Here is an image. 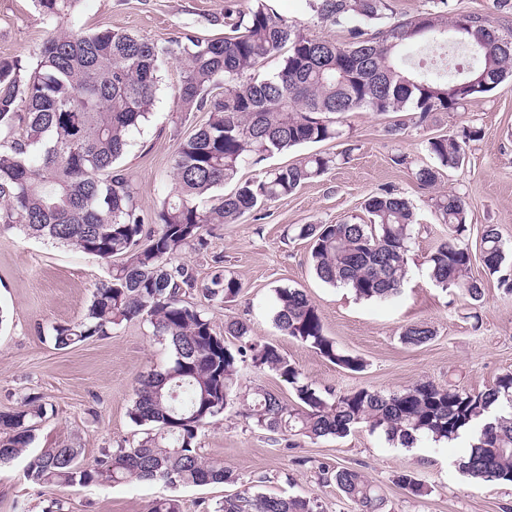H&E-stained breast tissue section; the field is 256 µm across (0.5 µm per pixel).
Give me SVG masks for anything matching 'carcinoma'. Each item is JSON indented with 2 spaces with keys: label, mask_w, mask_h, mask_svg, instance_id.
Returning a JSON list of instances; mask_svg holds the SVG:
<instances>
[{
  "label": "carcinoma",
  "mask_w": 512,
  "mask_h": 512,
  "mask_svg": "<svg viewBox=\"0 0 512 512\" xmlns=\"http://www.w3.org/2000/svg\"><path fill=\"white\" fill-rule=\"evenodd\" d=\"M72 0H35L41 14L60 17ZM318 20L349 25L342 43L319 40L298 21L281 17L265 0L244 12L234 0L224 5V36L186 30L166 45L128 32L103 29L73 32L54 29L36 66L0 59V225L25 235L95 255L112 263L84 318L52 327L54 345L65 349L134 319L149 321L167 340L168 366L138 381L130 418L150 429L132 448L105 451L91 463L78 448H46L31 460L24 478L33 485L66 489L96 483L155 480L167 486L197 487L236 483L224 464L198 453L199 434L228 407H243L251 424L292 445L298 435L312 440L364 428L412 448L423 438L452 442L461 430L474 443L460 459V470L478 483L512 484V372L499 375L484 391L456 384L422 381L382 393L367 388L322 392L272 343L251 335L247 322L230 319L224 335L215 332L203 304L185 299L201 287L204 299L234 300L241 283L222 270L198 285L189 267L177 262L189 249H202L207 224H236L247 214L262 219L263 206L287 197L336 164V157L315 153L272 169V155L341 136L332 116L362 109L385 115L410 107L422 125L435 112H455L512 78V31H502L488 15L455 7V0H430V7L396 18L394 0H307ZM468 23L465 31L457 25ZM478 49L466 68L425 74L407 66L399 51L448 41ZM282 54L276 72L260 76L261 64ZM182 66L177 99L180 111L206 113L203 124L176 150L175 185L154 211L155 232L145 227L131 179L116 166L130 135L148 121L162 66ZM482 129L466 125L454 136L426 141L434 165L415 173L420 188L436 186L444 171L459 167L465 147ZM258 175L242 179V165ZM234 183L229 194L224 185ZM435 213L451 235L430 254L433 281L463 289L479 302L481 283L472 276L473 254L463 237L469 211L463 198L442 193ZM369 223L298 224L296 236L311 242L317 277L357 298L385 302L395 297L407 275L409 242L415 218L409 201L391 189L363 202ZM485 274H502L505 243L496 226L486 224L480 239ZM274 321L286 335L346 370L363 361L342 352L324 333L316 304L298 288H277ZM237 341L233 346L224 336ZM434 336L425 323L402 332L404 342L427 343ZM250 361L271 371L292 388L290 405L278 393L254 387L231 391L240 364ZM46 415L37 396L25 408L0 413V466L20 456L35 438L36 420ZM337 487L358 504L359 512H385L386 498L356 468L321 467ZM407 494L426 488L411 471L396 477ZM215 512H321L314 498L254 494L246 488L224 498Z\"/></svg>",
  "instance_id": "carcinoma-1"
}]
</instances>
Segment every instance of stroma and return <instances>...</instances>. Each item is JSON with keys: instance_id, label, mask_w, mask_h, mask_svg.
<instances>
[{"instance_id": "35a3bbf8", "label": "stroma", "mask_w": 512, "mask_h": 512, "mask_svg": "<svg viewBox=\"0 0 512 512\" xmlns=\"http://www.w3.org/2000/svg\"><path fill=\"white\" fill-rule=\"evenodd\" d=\"M282 16L299 20L315 37L347 40L346 28L320 22L304 0H272ZM224 0H75L60 22L53 23L33 0H0V58L18 57L35 66L37 54L54 25L87 32L125 30L163 43L192 29L205 35L224 30ZM181 65L173 61L161 72V87L150 121L133 134L119 167L131 175L145 217H152L172 188L176 148L202 113L182 115L176 89ZM340 139L297 147L269 158L278 167L315 152H348L322 178L288 197L269 202L263 219L243 217L236 224H210L202 235L204 249L180 257L198 283L223 267L242 285L231 302L215 301L208 315L216 332L239 318L253 336L275 344L320 390L358 388L390 392L420 381H456L482 390L512 371V295L499 288L482 267L484 297L473 305L461 289L441 288L430 275L428 257L449 236L434 213V194L452 191L466 202L471 226L469 246L479 244L484 225L498 227L508 249L505 269H512V81L501 83L464 109L436 113L426 125L413 111L379 115L365 110L342 114ZM405 125L393 137L386 129ZM481 128L480 140L466 149L462 166L445 173L434 190L417 185L414 172L431 157L425 142L455 134L462 124ZM403 155L407 164H396ZM388 187L412 204L417 222L409 247V268L401 294L387 303L357 299L348 288L320 281L308 262L309 241L299 239L298 224H333L362 213L370 193ZM109 277L106 261L75 249L25 238L17 230L0 229V412L23 409L28 397H41L47 413L35 440L11 465L0 469V512H45L51 502L64 512H149L152 502L176 494L182 512H214L224 497L242 486L268 495L317 498L321 512H359L335 483L325 481L320 467H354L379 485L386 512H512L511 484H474L458 469L464 443L448 447L421 441L410 449L365 430L344 438L296 437L286 447L276 434L253 428L235 410L224 411L201 432L198 452L218 460L240 478L169 490L163 483L133 481L121 485L89 484L65 490L28 483L24 470L45 448L73 446L83 462L103 451L130 448L144 429L129 416L141 376L163 370L171 351L152 325L134 320L115 327L109 336L93 338L64 350L55 349V324L81 320L97 285ZM299 288L318 306L328 336L337 347L363 359L366 367L350 372L281 332L274 322L275 291ZM427 323L435 331L428 343L415 346L401 339L405 326ZM403 471L414 472L427 492L413 497L395 483Z\"/></svg>"}]
</instances>
